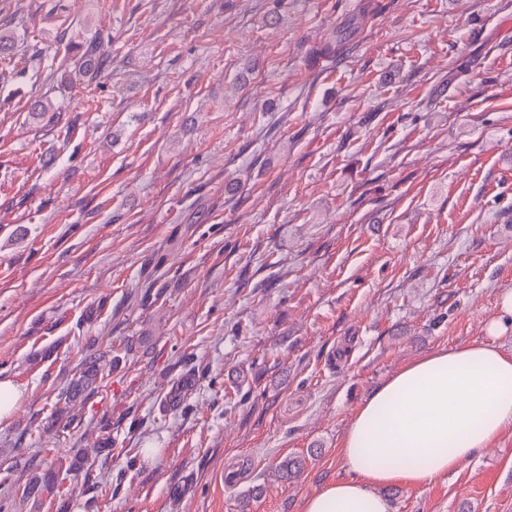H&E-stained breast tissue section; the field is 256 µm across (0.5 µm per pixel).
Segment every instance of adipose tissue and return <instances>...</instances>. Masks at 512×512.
Here are the masks:
<instances>
[{
	"mask_svg": "<svg viewBox=\"0 0 512 512\" xmlns=\"http://www.w3.org/2000/svg\"><path fill=\"white\" fill-rule=\"evenodd\" d=\"M488 341L433 351L376 387L341 441L350 478L326 483L301 512H392L384 487H421L457 471L512 425V355Z\"/></svg>",
	"mask_w": 512,
	"mask_h": 512,
	"instance_id": "1",
	"label": "adipose tissue"
}]
</instances>
